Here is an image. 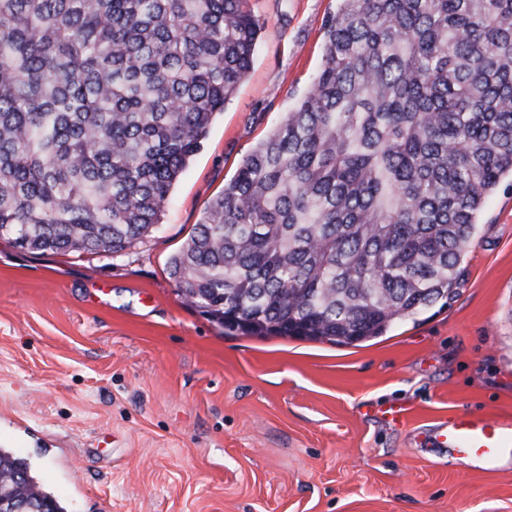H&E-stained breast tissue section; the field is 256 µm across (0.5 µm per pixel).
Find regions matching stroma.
Returning a JSON list of instances; mask_svg holds the SVG:
<instances>
[{"mask_svg": "<svg viewBox=\"0 0 512 512\" xmlns=\"http://www.w3.org/2000/svg\"><path fill=\"white\" fill-rule=\"evenodd\" d=\"M250 5L253 68L143 243L0 239V448L68 512H512L511 462L486 472L413 437L455 412L512 418L511 180L456 295L360 345L243 336L177 294L169 257L310 84L337 0Z\"/></svg>", "mask_w": 512, "mask_h": 512, "instance_id": "35a3bbf8", "label": "stroma"}]
</instances>
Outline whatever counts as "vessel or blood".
<instances>
[{"instance_id":"1","label":"vessel or blood","mask_w":512,"mask_h":512,"mask_svg":"<svg viewBox=\"0 0 512 512\" xmlns=\"http://www.w3.org/2000/svg\"><path fill=\"white\" fill-rule=\"evenodd\" d=\"M423 441L482 458L492 465L505 449L512 447V426L491 417L451 415L439 421Z\"/></svg>"}]
</instances>
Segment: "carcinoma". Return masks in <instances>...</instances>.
Segmentation results:
<instances>
[{"mask_svg": "<svg viewBox=\"0 0 512 512\" xmlns=\"http://www.w3.org/2000/svg\"><path fill=\"white\" fill-rule=\"evenodd\" d=\"M250 0H0V238L116 254L252 68ZM512 178V0H338L284 120L167 270L248 336L356 345L448 303ZM0 512H66L0 448Z\"/></svg>", "mask_w": 512, "mask_h": 512, "instance_id": "cac0c4a2", "label": "carcinoma"}]
</instances>
